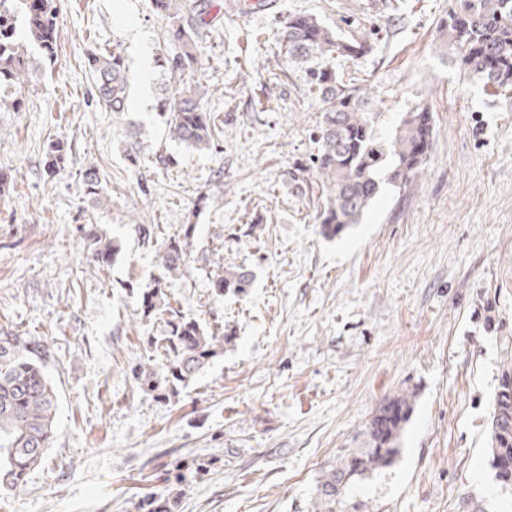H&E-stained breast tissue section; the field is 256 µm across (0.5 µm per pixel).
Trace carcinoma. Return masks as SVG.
Here are the masks:
<instances>
[{
	"label": "carcinoma",
	"mask_w": 512,
	"mask_h": 512,
	"mask_svg": "<svg viewBox=\"0 0 512 512\" xmlns=\"http://www.w3.org/2000/svg\"><path fill=\"white\" fill-rule=\"evenodd\" d=\"M214 0H154L156 10L171 19L168 41L179 52L162 59L170 73H183L199 63L198 30L208 25ZM448 43L459 50L460 62L475 79L496 91L512 89V0H451L446 21ZM58 26L54 0H0V89L13 98L0 107L18 108L27 80V46L56 58ZM288 61L307 65L311 88L329 104L318 127L317 168L329 192L322 227L330 236L357 223L380 192L378 171L389 164L388 180L405 186L418 176L429 157L432 138L430 113L415 110L405 117L392 140L381 142L370 113L363 108L361 89L348 88L329 66L339 56L366 52L361 42H346L311 16H294L284 26ZM91 75L98 100L112 112L125 110L129 96L125 61L117 52L92 54ZM167 116L170 138L196 150L210 149L214 124L200 103L199 91L173 85L158 102ZM69 147L55 140L46 148L49 169L65 163ZM85 194L101 199L99 173L87 169ZM196 225L165 240L162 275L137 296L140 319H159L161 336L147 338V351L165 358L164 368L138 365L135 378L141 388L168 399L187 386L210 362L224 352V327L206 330L172 304L167 281L189 272L186 250ZM81 245L102 266L119 254L120 245L100 234L97 225L85 224ZM253 274L243 269H218L211 275L213 292L222 296L249 287ZM46 346L34 336H0V484L17 489L41 462L52 442L57 397L44 371ZM416 392L402 391L384 399L364 432L360 448L343 450L318 477L312 512H344L351 484L376 470L392 466L401 454V437L414 411ZM488 458L491 467L512 462V403L493 406L489 421ZM346 480L339 494L331 489ZM179 494L151 495L137 504V512H177Z\"/></svg>",
	"instance_id": "obj_1"
}]
</instances>
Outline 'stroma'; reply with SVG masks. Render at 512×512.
<instances>
[{
  "instance_id": "1",
  "label": "stroma",
  "mask_w": 512,
  "mask_h": 512,
  "mask_svg": "<svg viewBox=\"0 0 512 512\" xmlns=\"http://www.w3.org/2000/svg\"><path fill=\"white\" fill-rule=\"evenodd\" d=\"M54 61L27 55L23 106L0 111V334L47 345L59 408L53 441L0 512H135L180 491L178 512H311L316 479L358 447L384 398L415 390L401 455L349 491L348 512H512L488 464L487 426L512 357V91L460 70L443 35L448 0H224L202 29L211 149L170 139L156 67L169 25L153 0H54ZM316 17L367 53L341 58L366 91L380 139L409 112L432 115L430 156L407 187L383 184L360 223L322 232L327 188L313 160L323 102L281 44L288 18ZM113 50L129 98L110 112L87 60ZM67 141L48 170L50 141ZM98 171L104 200L84 193ZM163 236L192 222L193 274L167 283L185 315L229 339L166 401L141 389L146 337L136 293L161 273ZM97 225L119 242L109 266L80 246ZM253 272L246 293L214 295L217 267ZM182 466L184 483L173 469Z\"/></svg>"
}]
</instances>
